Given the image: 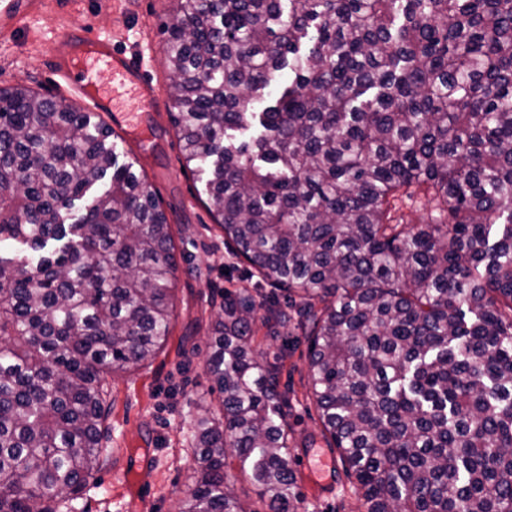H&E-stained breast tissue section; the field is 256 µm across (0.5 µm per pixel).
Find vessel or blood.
Masks as SVG:
<instances>
[{
  "instance_id": "obj_1",
  "label": "vessel or blood",
  "mask_w": 512,
  "mask_h": 512,
  "mask_svg": "<svg viewBox=\"0 0 512 512\" xmlns=\"http://www.w3.org/2000/svg\"><path fill=\"white\" fill-rule=\"evenodd\" d=\"M35 0H0V34L8 35L34 14ZM61 39L66 46L54 63V72L78 95L79 100L94 112L106 116L123 128L141 123L144 116L159 105L155 87L146 82L130 61L115 52L108 35L91 34L86 27L72 26L65 29ZM108 66L119 78L121 93L135 100V111H126L119 95L102 91L94 78V65Z\"/></svg>"
}]
</instances>
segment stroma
Wrapping results in <instances>:
<instances>
[{
  "label": "stroma",
  "instance_id": "1",
  "mask_svg": "<svg viewBox=\"0 0 512 512\" xmlns=\"http://www.w3.org/2000/svg\"><path fill=\"white\" fill-rule=\"evenodd\" d=\"M172 0H42L31 27L15 45L0 41V87L25 86L45 95L62 90L52 65L62 45L61 32L85 25L110 35L114 48L153 83L159 107L150 116L151 153L136 139L123 137L122 151L136 159L141 173L158 190L171 227L178 261L174 313L163 347L138 369L107 373V420L110 451L95 475L97 489L82 502L84 512H179L194 483L191 445L198 402L219 411L211 391L207 359L210 323L225 290L252 287L247 265L234 257L195 167L186 166L180 134L172 122L170 72L165 54L164 24ZM254 348L267 360H280L281 384L290 385L287 420L295 432L291 449L305 512H363L343 472L315 482L306 469L313 449L325 448L318 413L308 397L307 344L300 330L286 327L271 335L258 325ZM150 457L154 466L151 493L129 486L126 472Z\"/></svg>",
  "mask_w": 512,
  "mask_h": 512
}]
</instances>
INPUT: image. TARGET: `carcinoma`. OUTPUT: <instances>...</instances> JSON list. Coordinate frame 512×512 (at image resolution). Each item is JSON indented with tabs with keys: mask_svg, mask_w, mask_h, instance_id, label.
<instances>
[{
	"mask_svg": "<svg viewBox=\"0 0 512 512\" xmlns=\"http://www.w3.org/2000/svg\"><path fill=\"white\" fill-rule=\"evenodd\" d=\"M173 123L254 289L224 293L180 512H298L258 310L307 341L322 436L365 512H512V0H177ZM63 97L0 89V512H79L107 369L167 341L177 261L154 186ZM104 182L94 197L89 191ZM415 187L431 221L398 224ZM287 293L258 302L264 287ZM234 492L243 507L258 512L266 510V507L258 500L250 482L240 474H236Z\"/></svg>",
	"mask_w": 512,
	"mask_h": 512,
	"instance_id": "1",
	"label": "carcinoma"
}]
</instances>
